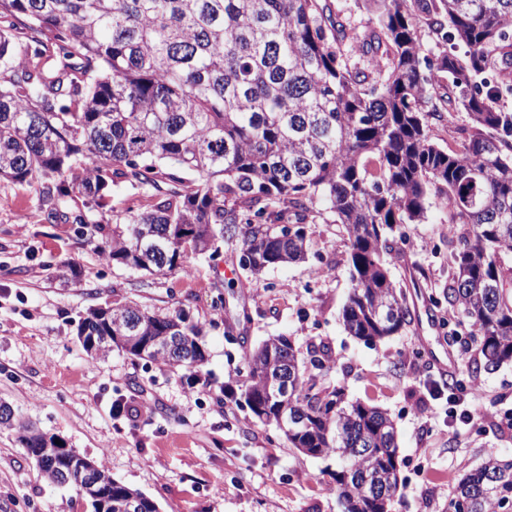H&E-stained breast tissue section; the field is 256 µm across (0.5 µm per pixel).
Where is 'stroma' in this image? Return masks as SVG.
<instances>
[{"label": "stroma", "instance_id": "stroma-1", "mask_svg": "<svg viewBox=\"0 0 512 512\" xmlns=\"http://www.w3.org/2000/svg\"><path fill=\"white\" fill-rule=\"evenodd\" d=\"M467 127L464 110L443 105L430 134L454 148ZM82 203L69 201L67 218L50 223L37 185L0 178V402L153 499L159 512H341L326 460L290 448L239 401L244 350L274 336L288 337L302 360L311 345L326 344L334 360L318 370L320 383L394 418L404 486L392 512H448L458 478L489 449L512 454V363L480 373L476 399L464 403L478 419L470 430L448 425L455 384L470 378L467 356L457 354L432 394L417 372L452 335L469 332L443 295L451 251L443 196L431 197L422 223L406 225L408 243L390 266L408 293L412 323L373 345L343 328L349 234L321 201L306 219V260L272 267L258 281L242 269L235 237L191 257L186 273L160 277L112 264L95 225L73 220ZM127 301L185 310L201 322L202 370L175 372L118 351L90 357L77 338L81 319ZM0 512L92 508L47 481L15 431L0 427Z\"/></svg>", "mask_w": 512, "mask_h": 512}]
</instances>
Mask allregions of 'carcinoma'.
Here are the masks:
<instances>
[{
  "label": "carcinoma",
  "instance_id": "obj_1",
  "mask_svg": "<svg viewBox=\"0 0 512 512\" xmlns=\"http://www.w3.org/2000/svg\"><path fill=\"white\" fill-rule=\"evenodd\" d=\"M375 27L355 47L319 0H0V178L39 186L46 220L85 198L87 224L120 182L152 190L151 209L112 215L105 259L154 275L189 269L192 255L241 235L252 277L305 259L301 224L314 199L348 229L352 283L346 331L373 345L410 316L392 280L401 228L425 219L444 192L452 224L467 230L451 255L448 305L472 328L471 377L512 362V0H369ZM450 49L424 54L416 13ZM448 79L469 118L455 149L432 140L426 109L435 76ZM233 200L240 213L224 208ZM204 327L183 311L132 303L91 309L78 325L86 353L132 357L197 372ZM242 396L260 422L291 424L289 447L334 459L342 512H391L401 488L396 423L383 409L317 387L290 339L244 352ZM288 369L284 400L268 389ZM42 475L93 512H159L99 463L54 448L9 406ZM448 512H512V458L492 451L455 484Z\"/></svg>",
  "mask_w": 512,
  "mask_h": 512
}]
</instances>
